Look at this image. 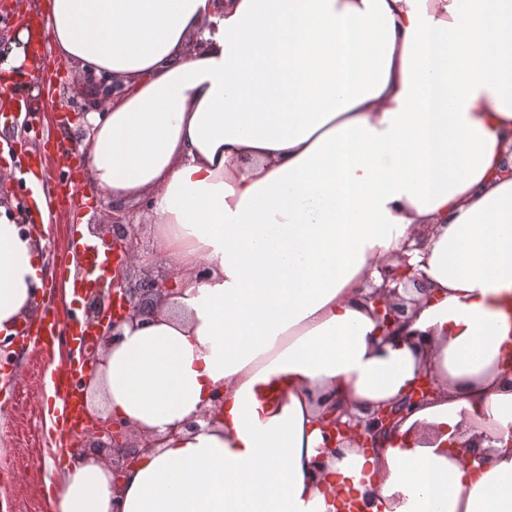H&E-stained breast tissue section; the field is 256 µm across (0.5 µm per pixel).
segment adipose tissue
Returning a JSON list of instances; mask_svg holds the SVG:
<instances>
[{"label":"adipose tissue","mask_w":512,"mask_h":512,"mask_svg":"<svg viewBox=\"0 0 512 512\" xmlns=\"http://www.w3.org/2000/svg\"><path fill=\"white\" fill-rule=\"evenodd\" d=\"M60 57L122 91L86 117L95 187L147 203L175 289L108 341L87 410L147 448L68 456L54 512H512V0H50ZM409 252L405 334L362 299ZM41 246L0 215V334ZM435 398L381 448L353 413ZM481 453L462 459L459 444ZM420 379L419 384L401 402L384 405L373 410L367 409L365 417L353 416L348 422L340 423L336 419L334 430L328 433L325 451L336 453L337 445L351 437L357 440L362 448H378L377 441L392 430L403 411L427 400L435 392L433 379L427 371L422 374Z\"/></svg>","instance_id":"ef3b65f1"}]
</instances>
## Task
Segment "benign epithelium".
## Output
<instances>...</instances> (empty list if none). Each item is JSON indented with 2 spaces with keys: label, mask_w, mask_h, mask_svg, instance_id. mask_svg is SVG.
Segmentation results:
<instances>
[{
  "label": "benign epithelium",
  "mask_w": 512,
  "mask_h": 512,
  "mask_svg": "<svg viewBox=\"0 0 512 512\" xmlns=\"http://www.w3.org/2000/svg\"><path fill=\"white\" fill-rule=\"evenodd\" d=\"M97 95L105 101L120 90L119 83L104 75L96 81ZM93 233H108L105 246L116 261L108 268L113 287L110 300H105L101 292L93 290L87 300L86 322L93 330L92 345L81 352L82 363L91 365L96 361L98 349L105 345L107 338L121 335V327L139 316L144 315L153 305L162 301L172 291L170 281L159 280L150 274L134 282L131 280L125 259L140 255L141 262L149 266L153 262L150 253H141L136 238L130 232V225L124 218L114 217L110 224L92 225ZM410 256L401 254L397 264L381 267L382 283L369 284L370 291L364 300L374 306V313L388 330L397 331L403 327L412 315L405 300L399 294L400 286L412 283L421 294L429 292L427 281L416 275L409 263ZM435 392V385L429 373L421 376V381L401 402L366 410L365 416H354L344 423H336L334 430L328 433L325 451L334 453L336 447L347 438H354L363 448H374L382 436L389 433L403 411L421 403ZM89 426L85 431L88 437L96 440V447L107 448L112 452V471L119 478L127 467L133 465L141 454L140 444L133 438L122 423L108 419L88 418Z\"/></svg>",
  "instance_id": "obj_1"
}]
</instances>
